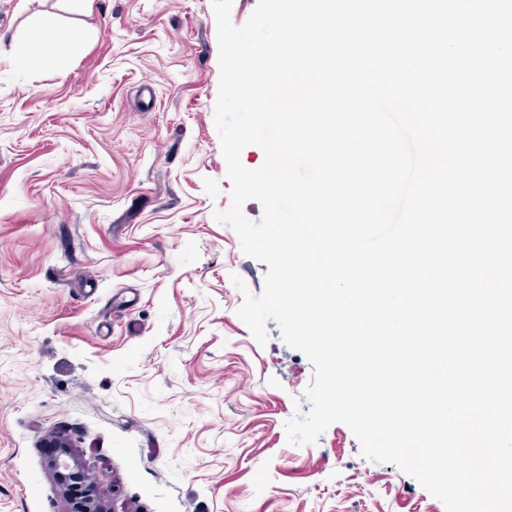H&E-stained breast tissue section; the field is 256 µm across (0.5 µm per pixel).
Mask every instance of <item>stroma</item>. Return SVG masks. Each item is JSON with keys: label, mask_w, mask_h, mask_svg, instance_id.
Wrapping results in <instances>:
<instances>
[{"label": "stroma", "mask_w": 512, "mask_h": 512, "mask_svg": "<svg viewBox=\"0 0 512 512\" xmlns=\"http://www.w3.org/2000/svg\"><path fill=\"white\" fill-rule=\"evenodd\" d=\"M45 14L83 38L21 66ZM218 86L211 0H0V512H67L51 432L127 512H445L344 424L287 444L313 368L236 314ZM15 58L18 64L37 68H46L52 64V58L44 52L36 35L21 46Z\"/></svg>", "instance_id": "1"}]
</instances>
